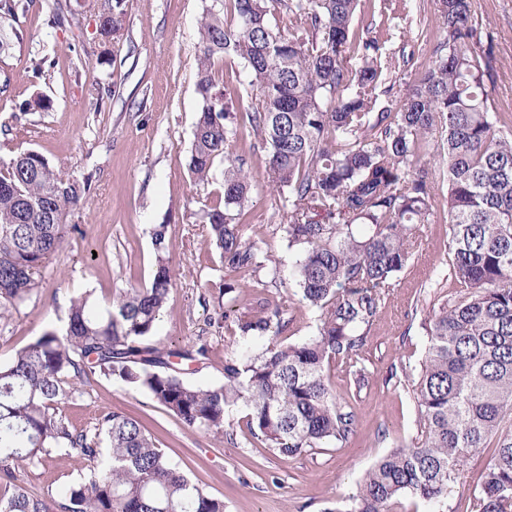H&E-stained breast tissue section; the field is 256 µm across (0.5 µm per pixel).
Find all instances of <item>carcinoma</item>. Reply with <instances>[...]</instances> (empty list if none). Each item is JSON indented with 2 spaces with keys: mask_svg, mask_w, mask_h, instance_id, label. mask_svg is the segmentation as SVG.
<instances>
[{
  "mask_svg": "<svg viewBox=\"0 0 512 512\" xmlns=\"http://www.w3.org/2000/svg\"><path fill=\"white\" fill-rule=\"evenodd\" d=\"M124 0H101L99 31L117 40ZM437 40L428 66L394 93L386 76L412 63L367 37L347 64L364 0H212L198 25L202 45L189 169L211 177L224 163V207L206 214L224 265L257 273L268 253L245 235L240 216L252 176L231 148L248 133L265 149L266 182L288 191V246L301 247L292 271L299 302L320 311L314 335L285 344L288 327L269 301L233 320L241 350L224 361V383L187 382L173 359L206 356L165 350L151 337L174 270L165 225L152 229L157 253L149 286L120 289L102 307L71 302L68 322L47 330L0 365V512H224V501L193 484L157 448L140 422L121 413L99 433L69 427L56 405L91 366L146 390L190 429L224 435L228 408L279 455L293 458L355 432L354 409L337 400L329 371L339 364L364 384L366 336L390 303L395 279L418 247L437 201L448 214V295L425 318L428 345L412 381L419 425L362 477L345 512H394L400 496L442 503L463 462L497 439L472 493L477 512H512V133L491 102L494 52L483 45L475 0H437ZM20 0H0L3 23ZM236 61L255 97L220 83L214 60ZM388 97L379 105V96ZM87 183L62 174L36 151L0 163V311L25 302L36 274L69 232L66 218ZM263 342L254 354L251 344ZM76 451L91 477L63 497L34 496L13 483L11 463Z\"/></svg>",
  "mask_w": 512,
  "mask_h": 512,
  "instance_id": "carcinoma-1",
  "label": "carcinoma"
}]
</instances>
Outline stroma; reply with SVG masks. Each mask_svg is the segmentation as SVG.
I'll use <instances>...</instances> for the list:
<instances>
[{"label": "stroma", "instance_id": "obj_1", "mask_svg": "<svg viewBox=\"0 0 512 512\" xmlns=\"http://www.w3.org/2000/svg\"><path fill=\"white\" fill-rule=\"evenodd\" d=\"M11 25L22 39L0 54V161L27 151L46 157L68 177L90 188L68 216L70 231L38 277L30 298L0 315V365L49 329L63 328L71 298L81 292L101 301L119 288L148 286L156 266L151 231L167 227L175 270L168 300L152 341L165 349L207 346L200 363L183 362V376L201 385L224 381V358L236 347L230 319L263 297L280 305L290 324L285 342L298 343L317 329L320 313L304 307L290 279L299 256L289 247L282 215L288 196L268 188L263 150L247 157L256 186L241 218L246 233L272 256L255 275L227 268L202 222L219 204L222 174L201 183L188 164L202 101L197 93L198 20L207 0H125L124 36H101L98 13L76 0H22ZM373 34L386 52L413 54L412 66L396 74L412 82L436 40V0H366ZM483 35L496 59L492 97L503 116L512 115V0H477ZM63 13L64 26L48 23ZM47 60L42 75L35 62ZM48 110L28 109L35 96ZM420 251L398 277L391 302L367 335L368 380L355 388L340 367L330 370L340 402L357 413V430L346 442L286 458L254 437L242 407L229 408L223 437L188 429L143 390L99 372L75 381V393L58 412L69 426L95 431L101 416L119 412L137 418L147 434L194 484L223 499L225 512H324L344 507L364 472L417 434L418 412L410 381L416 378L427 336L422 326L448 273V221L437 212L420 231ZM404 369L401 382L389 379ZM467 459L463 482L447 502L426 506L399 499L400 512H470L471 496L496 450ZM16 481L35 495H59L83 482L90 464L79 455L51 451L39 464H14Z\"/></svg>", "mask_w": 512, "mask_h": 512}]
</instances>
